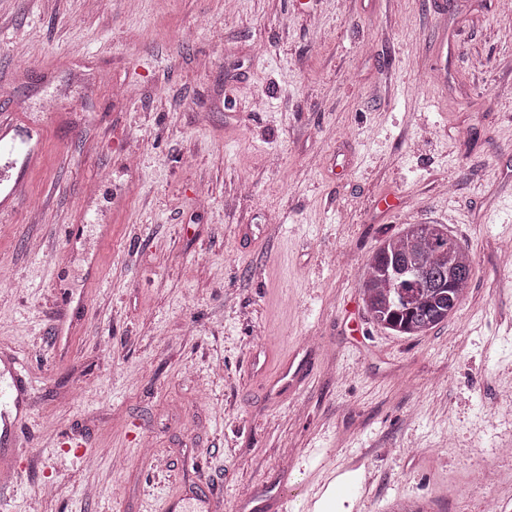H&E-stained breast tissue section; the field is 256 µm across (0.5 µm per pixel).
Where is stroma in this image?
Listing matches in <instances>:
<instances>
[{"label":"stroma","mask_w":512,"mask_h":512,"mask_svg":"<svg viewBox=\"0 0 512 512\" xmlns=\"http://www.w3.org/2000/svg\"><path fill=\"white\" fill-rule=\"evenodd\" d=\"M512 10L496 0H0V353L34 397L5 512H512ZM473 259L400 336L366 261ZM78 230L76 240L63 230ZM23 127L22 121L17 118H11L2 121L0 132V154L2 155H22L23 160L21 164L20 173H23V178H26L34 170L38 169L42 162L41 148L37 150H28L24 153V140H18L17 135H13L7 139L8 135L14 128ZM366 266L360 285L366 312L384 328L411 336L448 320L469 288L473 267L444 225L429 223L408 224L384 240Z\"/></svg>","instance_id":"35a3bbf8"}]
</instances>
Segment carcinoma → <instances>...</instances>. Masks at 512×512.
Returning <instances> with one entry per match:
<instances>
[{
  "label": "carcinoma",
  "instance_id": "1",
  "mask_svg": "<svg viewBox=\"0 0 512 512\" xmlns=\"http://www.w3.org/2000/svg\"><path fill=\"white\" fill-rule=\"evenodd\" d=\"M471 276V258L443 225L409 224L369 257L360 292L374 322L420 336L455 312Z\"/></svg>",
  "mask_w": 512,
  "mask_h": 512
}]
</instances>
